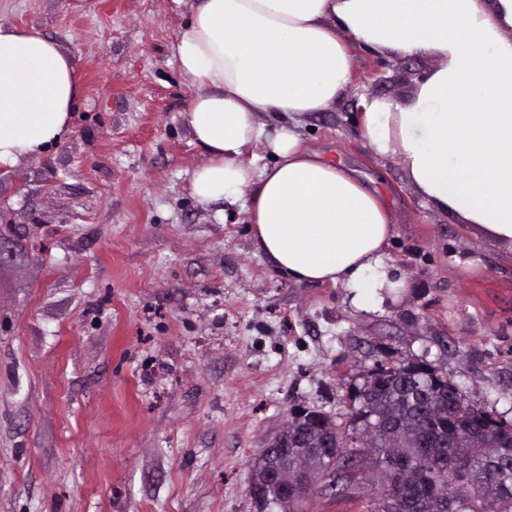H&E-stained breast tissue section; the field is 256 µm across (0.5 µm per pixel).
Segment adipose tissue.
Segmentation results:
<instances>
[{
	"instance_id": "adipose-tissue-1",
	"label": "adipose tissue",
	"mask_w": 512,
	"mask_h": 512,
	"mask_svg": "<svg viewBox=\"0 0 512 512\" xmlns=\"http://www.w3.org/2000/svg\"><path fill=\"white\" fill-rule=\"evenodd\" d=\"M355 47L431 60L408 99L362 100L360 127L428 207L512 254V0H200L175 54L204 154L192 196L246 200L278 273L377 310L407 287L387 251L389 203L296 130L343 98ZM82 91L57 42L0 23V168L62 144Z\"/></svg>"
}]
</instances>
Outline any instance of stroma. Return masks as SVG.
<instances>
[{"instance_id": "stroma-1", "label": "stroma", "mask_w": 512, "mask_h": 512, "mask_svg": "<svg viewBox=\"0 0 512 512\" xmlns=\"http://www.w3.org/2000/svg\"><path fill=\"white\" fill-rule=\"evenodd\" d=\"M196 3L0 0L83 86L67 140L0 169V512H254L249 465L291 409L346 424L349 376L385 356L512 420V259L423 206L358 123L361 97L408 98L429 62L355 52L341 101L298 119L388 197L408 288L361 310L281 276L241 204L191 196L174 45Z\"/></svg>"}]
</instances>
